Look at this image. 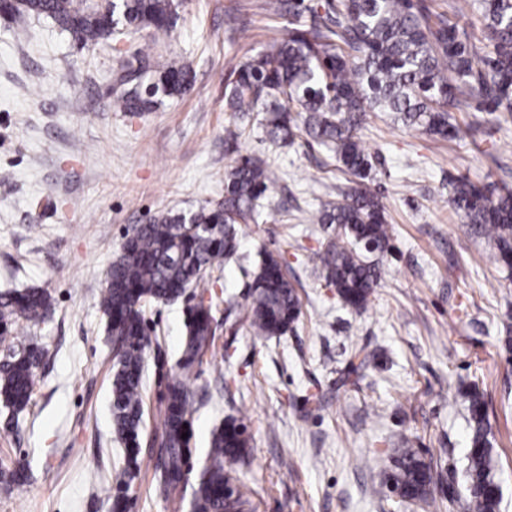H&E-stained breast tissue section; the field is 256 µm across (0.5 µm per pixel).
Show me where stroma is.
<instances>
[{
  "label": "stroma",
  "mask_w": 512,
  "mask_h": 512,
  "mask_svg": "<svg viewBox=\"0 0 512 512\" xmlns=\"http://www.w3.org/2000/svg\"><path fill=\"white\" fill-rule=\"evenodd\" d=\"M287 26L266 0H183L170 36L145 29L81 50L52 19L31 18L16 33L0 18V291L52 296L44 322L18 335H36L45 351L32 401L17 414L0 405V512H112L111 476L125 456L112 432V341L94 292L132 227L223 202L224 174L242 156L272 163L279 179L215 288L216 351L188 381L193 469L161 495L155 454L143 452L128 512H190L211 432L230 417L247 428L236 475L253 512H422L373 491L398 448L431 460L433 498L464 512L474 391L486 402L500 512H512V280L446 202L462 176L492 193L512 188V115L467 99L450 112L458 136L443 139L366 113L357 136L373 158L368 180L339 170L310 139L273 146L256 129L227 146L229 75ZM148 41L191 66V88L150 112L114 110L116 73ZM334 187L377 194L391 229L381 278L358 312L308 261L336 235L312 221ZM268 254L302 314L284 335L259 339L239 306ZM146 317L175 362L183 301L151 305ZM355 343L374 366L354 363ZM19 467L30 475L21 491L8 479Z\"/></svg>",
  "instance_id": "obj_1"
}]
</instances>
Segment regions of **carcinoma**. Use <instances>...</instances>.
<instances>
[{"label": "carcinoma", "instance_id": "cac0c4a2", "mask_svg": "<svg viewBox=\"0 0 512 512\" xmlns=\"http://www.w3.org/2000/svg\"><path fill=\"white\" fill-rule=\"evenodd\" d=\"M180 7L178 0H24L16 7L4 5L3 17L16 30L33 16L49 17L88 50L119 29L151 28L168 36L180 19ZM268 8L295 22L271 49L232 71L225 99L237 121L224 127L229 145L255 126L273 146L310 138L332 150L340 167L367 179L372 157L355 139V130L368 112H391L408 128L443 137L456 134L448 112L458 106L459 94L476 96L490 112H512V0H460L456 21L442 15L433 20L414 0H270ZM474 9L484 20L480 52L460 25ZM135 61L118 77L127 86L113 100L119 111L150 112L190 87L189 67L176 59H155L148 44L136 50ZM253 112L256 125L244 123ZM274 180L270 163L239 158L224 175L223 204L152 216L126 237L107 269L98 301L115 360L112 427L126 460V469L113 479V512L127 508L131 485L126 475L138 466L143 448L144 371L148 351L159 344L148 330L147 307L175 301L191 288L215 287L220 277L213 273L222 272L224 259L236 251L237 225L256 220ZM448 203L476 233L493 242L488 260L512 271V191L494 196L472 181L457 179L450 184ZM316 221L336 225V240L312 261L325 270L345 306L364 308L381 277L368 252L386 250L390 240L377 196L338 188L327 195ZM367 243L373 249L366 250ZM250 288L240 312L253 335L279 336L299 318L300 300L273 256L262 260ZM218 307L201 298L186 311L181 354L168 370L157 409L148 445L162 448L155 480L166 495L185 483L196 451L193 399L186 381L215 350ZM51 308L45 288L0 292V347L6 350L0 359V401L16 413L31 402L44 356L33 340L15 343L18 328L39 325ZM469 413L471 496L480 512H499L501 487L479 396H471ZM246 452L247 438L238 430V420L214 430L192 512H245L250 491L237 483L233 466ZM385 479L396 483L403 499L425 502L434 470L415 449L397 448Z\"/></svg>", "mask_w": 512, "mask_h": 512}]
</instances>
